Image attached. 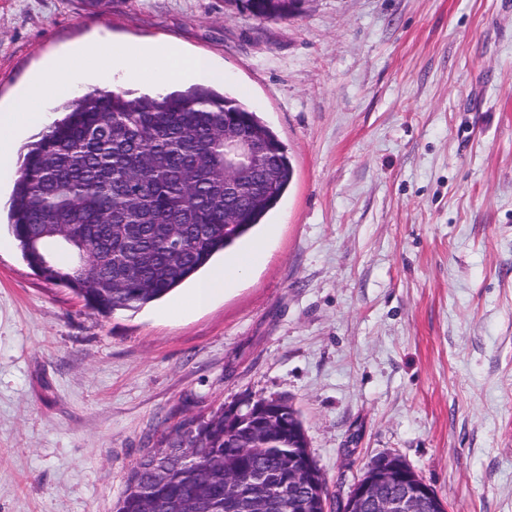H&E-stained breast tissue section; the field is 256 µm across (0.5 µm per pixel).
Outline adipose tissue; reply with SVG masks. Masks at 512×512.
<instances>
[{
  "instance_id": "obj_1",
  "label": "adipose tissue",
  "mask_w": 512,
  "mask_h": 512,
  "mask_svg": "<svg viewBox=\"0 0 512 512\" xmlns=\"http://www.w3.org/2000/svg\"><path fill=\"white\" fill-rule=\"evenodd\" d=\"M118 71L128 83L147 80L160 89L176 80L218 82L222 79L209 58L182 54L171 45L130 47L112 41L77 45L35 74L13 104L0 105V175L14 173L21 133L37 134L46 130L50 122L44 110L47 101L72 95L81 78L108 80ZM245 269V264L237 258L213 267L206 279L194 284L189 304L196 308L208 305L223 293L228 274L237 275Z\"/></svg>"
}]
</instances>
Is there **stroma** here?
<instances>
[{
  "mask_svg": "<svg viewBox=\"0 0 512 512\" xmlns=\"http://www.w3.org/2000/svg\"><path fill=\"white\" fill-rule=\"evenodd\" d=\"M93 36L209 57L294 170L222 296L100 315L0 250V512H114L168 430L297 410L330 503L405 460L512 512V0H0V102ZM278 0H248L249 6L255 16L265 19H277L290 15L286 5L275 2Z\"/></svg>",
  "mask_w": 512,
  "mask_h": 512,
  "instance_id": "obj_1",
  "label": "stroma"
}]
</instances>
